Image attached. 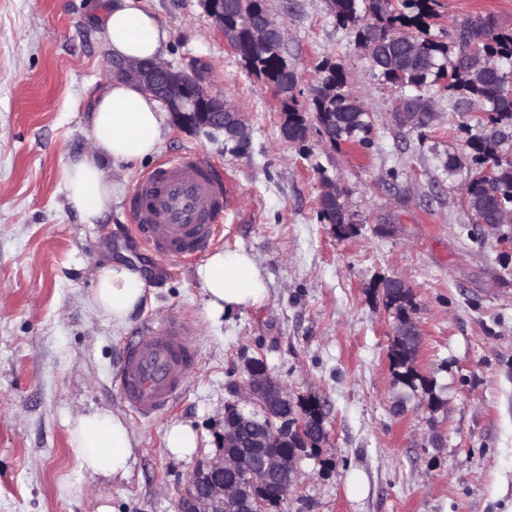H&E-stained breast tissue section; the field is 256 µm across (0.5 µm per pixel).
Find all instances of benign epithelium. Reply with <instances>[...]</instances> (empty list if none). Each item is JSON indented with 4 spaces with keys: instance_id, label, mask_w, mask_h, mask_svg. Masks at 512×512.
<instances>
[{
    "instance_id": "7a95c632",
    "label": "benign epithelium",
    "mask_w": 512,
    "mask_h": 512,
    "mask_svg": "<svg viewBox=\"0 0 512 512\" xmlns=\"http://www.w3.org/2000/svg\"><path fill=\"white\" fill-rule=\"evenodd\" d=\"M206 12L237 52L240 48L238 26L224 23V0H203ZM251 45L284 43L282 24L270 17L252 28ZM111 72L137 83L145 92L160 100L172 122L187 131L224 129L225 117L237 116L228 109L222 95L211 93L198 74H188L165 61L146 67L139 61L111 60ZM247 379L240 386L237 399L225 407L224 431L215 455L200 459L180 491L177 512H271V504L283 503L298 486L301 473V448H290L288 407L292 405L287 386L275 378L263 360L251 359L245 366ZM246 403L258 408L266 419L262 432L250 449L228 451L248 422L240 408ZM288 448V456L273 453V448Z\"/></svg>"
}]
</instances>
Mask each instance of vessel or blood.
I'll use <instances>...</instances> for the list:
<instances>
[{
  "mask_svg": "<svg viewBox=\"0 0 512 512\" xmlns=\"http://www.w3.org/2000/svg\"><path fill=\"white\" fill-rule=\"evenodd\" d=\"M228 196L223 175L193 151L178 154L138 181L129 201L135 235L158 257L196 260L217 243ZM191 321L145 323L128 340L120 362L121 398L137 415L162 413L186 390L197 353Z\"/></svg>",
  "mask_w": 512,
  "mask_h": 512,
  "instance_id": "1",
  "label": "vessel or blood"
}]
</instances>
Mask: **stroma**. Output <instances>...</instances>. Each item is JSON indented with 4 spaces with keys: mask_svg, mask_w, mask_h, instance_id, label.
<instances>
[{
    "mask_svg": "<svg viewBox=\"0 0 512 512\" xmlns=\"http://www.w3.org/2000/svg\"><path fill=\"white\" fill-rule=\"evenodd\" d=\"M109 0H0V512H176L198 458L214 454L224 407L265 362L292 396L324 404L327 440L301 459L283 512H512V224L477 230L461 191L470 172L464 124L447 94L432 120L392 119L397 91L337 24L329 0H270L308 107L317 66L344 65L348 87L373 113L368 147H331L310 124L304 146L284 140L273 89L248 75L202 0H142L170 31L165 59L203 69L230 100L250 146L165 122L156 152L137 162L100 156L89 122L111 80L102 24ZM429 37L490 12L512 29V0H437ZM229 176L234 202L218 249L252 252L269 295L215 323L197 263L161 261L129 228L139 178L182 151ZM463 165L448 170L449 156ZM99 161L114 186L110 210L85 223L60 180L71 159ZM344 190L355 235L337 238L319 216L324 181ZM140 266L147 304L121 324L91 299L95 269L114 258ZM400 278L421 338L419 372L443 401L393 381L394 311L375 288ZM195 325L198 360L182 398L151 421L127 412L118 391L126 342L143 323L174 316ZM123 412L136 440L126 480L85 481L67 421L80 411ZM174 423L198 434L193 456L165 446Z\"/></svg>",
    "mask_w": 512,
    "mask_h": 512,
    "instance_id": "35a3bbf8",
    "label": "stroma"
}]
</instances>
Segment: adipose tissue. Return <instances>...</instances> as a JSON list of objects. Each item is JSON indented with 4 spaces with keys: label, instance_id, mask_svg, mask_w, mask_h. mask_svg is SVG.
Returning <instances> with one entry per match:
<instances>
[{
    "label": "adipose tissue",
    "instance_id": "obj_1",
    "mask_svg": "<svg viewBox=\"0 0 512 512\" xmlns=\"http://www.w3.org/2000/svg\"><path fill=\"white\" fill-rule=\"evenodd\" d=\"M107 48L113 57L130 60L162 58L169 30L140 0H113L104 15ZM164 116L155 98L133 82L113 78L94 99L91 133L97 150L106 157L134 162L154 153ZM61 179L73 209L91 224L109 210L113 186L101 167L85 157L61 169ZM211 321L247 308L260 307L268 296L262 270L253 254L239 249L212 253L197 270ZM140 271L115 261L96 272L93 303L113 322H125L145 301ZM70 452L80 473L122 481L134 461V435L118 412H80L70 421Z\"/></svg>",
    "mask_w": 512,
    "mask_h": 512
}]
</instances>
